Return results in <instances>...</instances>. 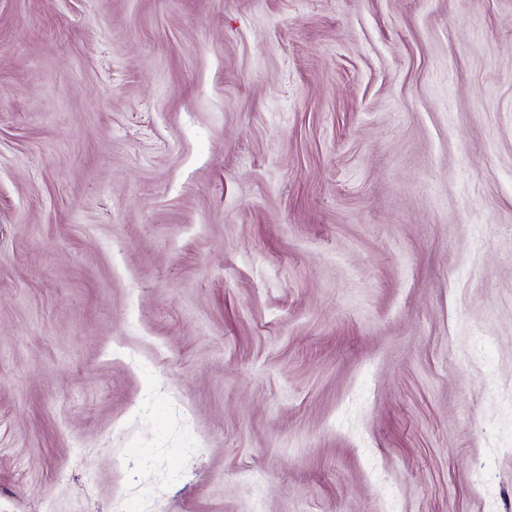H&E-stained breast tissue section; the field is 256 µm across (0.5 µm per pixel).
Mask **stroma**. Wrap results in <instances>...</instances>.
I'll return each mask as SVG.
<instances>
[{
  "label": "stroma",
  "mask_w": 512,
  "mask_h": 512,
  "mask_svg": "<svg viewBox=\"0 0 512 512\" xmlns=\"http://www.w3.org/2000/svg\"><path fill=\"white\" fill-rule=\"evenodd\" d=\"M512 512V0H0V512Z\"/></svg>",
  "instance_id": "35a3bbf8"
}]
</instances>
